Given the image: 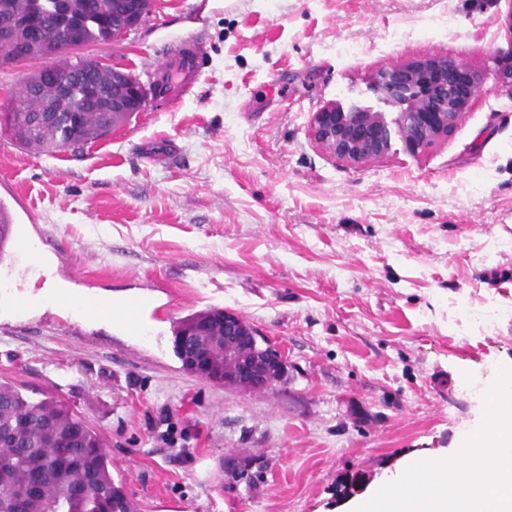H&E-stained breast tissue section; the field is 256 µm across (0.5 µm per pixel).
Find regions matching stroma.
Listing matches in <instances>:
<instances>
[{"label": "stroma", "instance_id": "1", "mask_svg": "<svg viewBox=\"0 0 512 512\" xmlns=\"http://www.w3.org/2000/svg\"><path fill=\"white\" fill-rule=\"evenodd\" d=\"M512 0H153L82 54L159 77L170 39L208 53L194 96L149 100L50 155L0 130V199L72 299H147L144 333L30 305L0 284V382L99 432L138 512H350L415 455L455 454L512 364ZM430 57L478 75L461 123L349 164L314 112L379 67ZM237 314L285 356L261 392L184 370L177 323ZM251 478L236 480L234 469ZM363 480L354 496L336 486Z\"/></svg>", "mask_w": 512, "mask_h": 512}]
</instances>
